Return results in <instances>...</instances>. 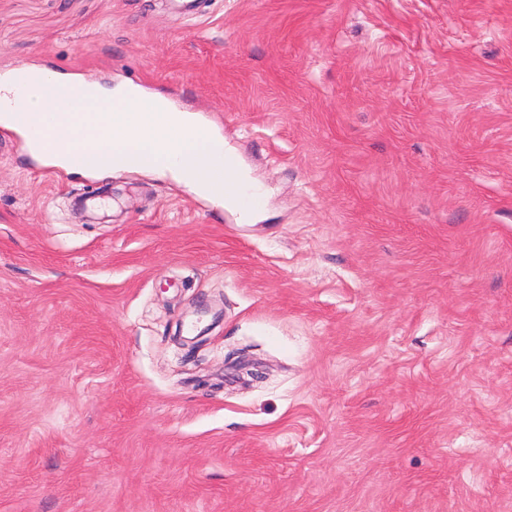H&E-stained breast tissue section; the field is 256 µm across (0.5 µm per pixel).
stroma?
Listing matches in <instances>:
<instances>
[{
  "mask_svg": "<svg viewBox=\"0 0 512 512\" xmlns=\"http://www.w3.org/2000/svg\"><path fill=\"white\" fill-rule=\"evenodd\" d=\"M33 65L193 112L265 204L0 124V512H512V0H0Z\"/></svg>",
  "mask_w": 512,
  "mask_h": 512,
  "instance_id": "stroma-1",
  "label": "stroma"
}]
</instances>
